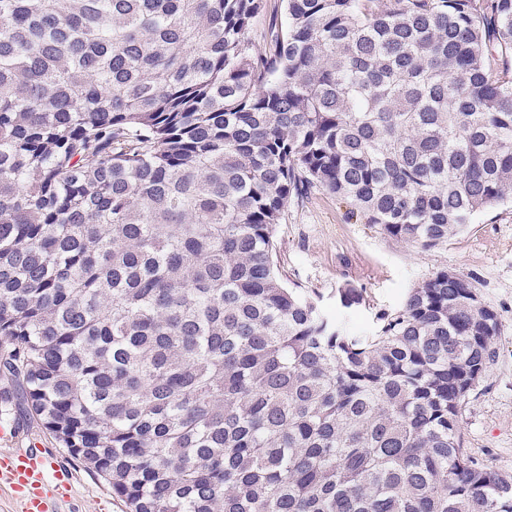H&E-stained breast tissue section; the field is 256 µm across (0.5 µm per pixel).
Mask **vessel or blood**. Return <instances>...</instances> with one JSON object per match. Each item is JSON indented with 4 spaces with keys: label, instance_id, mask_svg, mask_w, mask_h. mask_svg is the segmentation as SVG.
Wrapping results in <instances>:
<instances>
[{
    "label": "vessel or blood",
    "instance_id": "obj_1",
    "mask_svg": "<svg viewBox=\"0 0 512 512\" xmlns=\"http://www.w3.org/2000/svg\"><path fill=\"white\" fill-rule=\"evenodd\" d=\"M54 474L60 486H68V471L31 449L0 457V485H8L20 503L19 512H57L58 502L44 491L47 474Z\"/></svg>",
    "mask_w": 512,
    "mask_h": 512
}]
</instances>
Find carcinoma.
<instances>
[{
    "mask_svg": "<svg viewBox=\"0 0 512 512\" xmlns=\"http://www.w3.org/2000/svg\"><path fill=\"white\" fill-rule=\"evenodd\" d=\"M282 2L0 0V369L129 512H512L476 288L359 334L274 260L312 188L424 251L512 204V0ZM266 7L263 15L259 19L256 27L251 33V38L256 48L264 49L266 46L267 35L271 25L275 23L276 16L278 20H284L281 0H264Z\"/></svg>",
    "mask_w": 512,
    "mask_h": 512,
    "instance_id": "carcinoma-1",
    "label": "carcinoma"
}]
</instances>
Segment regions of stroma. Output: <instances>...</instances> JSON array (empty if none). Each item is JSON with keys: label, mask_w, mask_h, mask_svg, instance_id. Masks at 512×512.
<instances>
[{"label": "stroma", "mask_w": 512, "mask_h": 512, "mask_svg": "<svg viewBox=\"0 0 512 512\" xmlns=\"http://www.w3.org/2000/svg\"><path fill=\"white\" fill-rule=\"evenodd\" d=\"M277 265L288 284L318 295L335 310L337 288L351 282L365 290L366 304L353 324L363 333L375 327L381 309L398 308L408 292L441 270L470 281L500 321L498 354L461 409L464 446L478 460L512 474V205L477 216L448 243L424 251L382 234L353 218L336 196L312 190L290 203L276 231ZM0 454L37 446L72 480L61 512H126V505L96 473L72 458L19 400L9 375L0 373Z\"/></svg>", "instance_id": "35a3bbf8"}]
</instances>
